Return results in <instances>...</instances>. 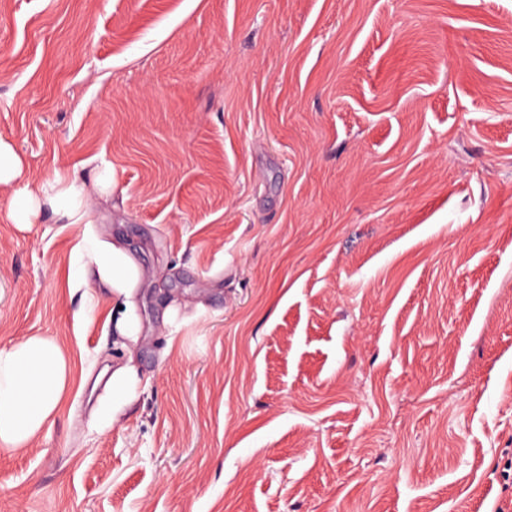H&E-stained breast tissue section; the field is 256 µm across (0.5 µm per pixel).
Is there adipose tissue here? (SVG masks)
<instances>
[{
	"instance_id": "1",
	"label": "adipose tissue",
	"mask_w": 512,
	"mask_h": 512,
	"mask_svg": "<svg viewBox=\"0 0 512 512\" xmlns=\"http://www.w3.org/2000/svg\"><path fill=\"white\" fill-rule=\"evenodd\" d=\"M114 187V169L106 162L87 178L57 171L35 187L15 190L7 216L12 223L27 224L46 210L66 223L85 225L73 250L68 281L74 286L94 277L112 298L115 334L133 338L142 329L134 296L143 272L127 249L102 238L89 225L93 203L108 200ZM70 382L71 367L49 337L32 336L0 348V446H25L57 414ZM137 382L133 366L113 370L105 384L106 395L94 410L99 429L117 422Z\"/></svg>"
}]
</instances>
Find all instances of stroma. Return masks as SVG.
Returning a JSON list of instances; mask_svg holds the SVG:
<instances>
[{"mask_svg":"<svg viewBox=\"0 0 512 512\" xmlns=\"http://www.w3.org/2000/svg\"><path fill=\"white\" fill-rule=\"evenodd\" d=\"M0 136L144 271L121 346L0 193V347L72 365L0 512H512V0H0ZM138 379L134 367L126 364L117 367L105 384L106 395L100 399L94 410L99 429L112 427L119 413L134 396Z\"/></svg>","mask_w":512,"mask_h":512,"instance_id":"1","label":"stroma"}]
</instances>
